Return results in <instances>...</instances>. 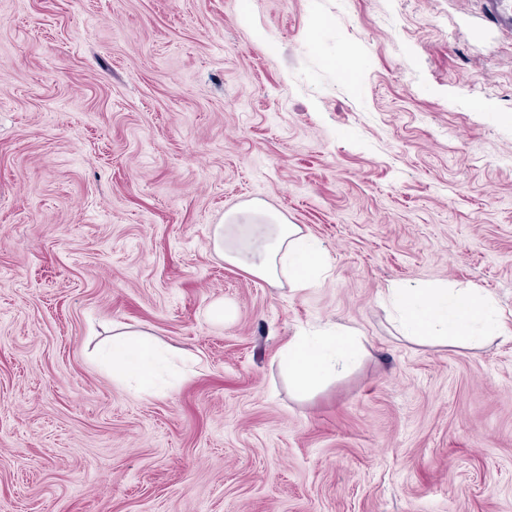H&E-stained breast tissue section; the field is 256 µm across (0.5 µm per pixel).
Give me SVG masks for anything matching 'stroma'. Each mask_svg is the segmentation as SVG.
Segmentation results:
<instances>
[{
	"label": "stroma",
	"mask_w": 512,
	"mask_h": 512,
	"mask_svg": "<svg viewBox=\"0 0 512 512\" xmlns=\"http://www.w3.org/2000/svg\"><path fill=\"white\" fill-rule=\"evenodd\" d=\"M478 12L0 0V512H512V340L382 303L512 314V32ZM251 200L320 244L312 287L213 255ZM333 322L365 351L298 397L278 350ZM116 326L193 370L116 383ZM385 301L403 337L418 343L471 341L478 330L512 335L495 301L476 288L394 285L386 288Z\"/></svg>",
	"instance_id": "1"
}]
</instances>
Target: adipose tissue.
<instances>
[{
    "mask_svg": "<svg viewBox=\"0 0 512 512\" xmlns=\"http://www.w3.org/2000/svg\"><path fill=\"white\" fill-rule=\"evenodd\" d=\"M211 243L215 256L276 285L288 282L295 289L311 287L324 270L323 252L299 225L279 212L250 203L226 213L214 225ZM403 337L423 344L473 340L476 331L490 336L511 332L495 301L475 288L395 285L386 291ZM362 341L353 328L335 324L291 336L278 351L280 367L298 392L332 374L346 370L361 354ZM168 356L153 343L132 338L130 331L112 337V377H133L150 383L167 364Z\"/></svg>",
    "mask_w": 512,
    "mask_h": 512,
    "instance_id": "1",
    "label": "adipose tissue"
}]
</instances>
